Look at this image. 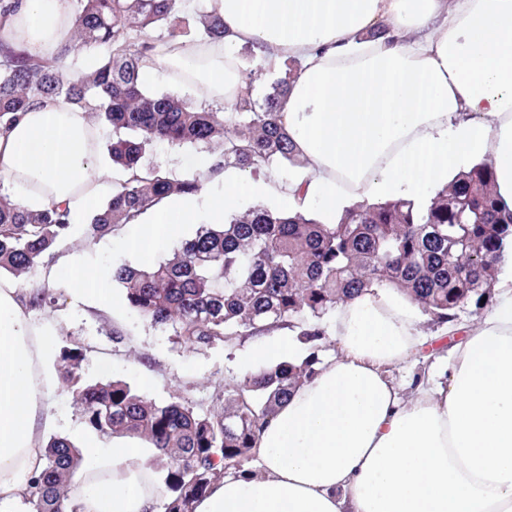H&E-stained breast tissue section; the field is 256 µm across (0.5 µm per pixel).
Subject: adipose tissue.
Wrapping results in <instances>:
<instances>
[{"label":"adipose tissue","mask_w":512,"mask_h":512,"mask_svg":"<svg viewBox=\"0 0 512 512\" xmlns=\"http://www.w3.org/2000/svg\"><path fill=\"white\" fill-rule=\"evenodd\" d=\"M0 40L45 60L73 43L70 0H11ZM224 20L214 41L171 39L144 58V78L171 93L230 103L244 92L236 45L257 64L301 61L280 109L307 174L288 184L226 170L221 202L196 192L165 198L143 220L139 263L177 244L206 212L224 221L239 195L291 211L323 201L418 199L468 156L491 165L512 210V0H208ZM388 38L370 39L376 26ZM100 129L62 97L0 129V185L24 208L66 206L72 223L112 183L98 162ZM494 301L411 399L388 366L422 345L417 305L369 288L338 306V353L260 426L254 471L226 472L193 512H512V243ZM25 290L0 279V507L22 503L44 463L46 386ZM151 445L120 435L70 476L62 512H163L147 464Z\"/></svg>","instance_id":"ef3b65f1"}]
</instances>
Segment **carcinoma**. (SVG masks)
Instances as JSON below:
<instances>
[{"label": "carcinoma", "mask_w": 512, "mask_h": 512, "mask_svg": "<svg viewBox=\"0 0 512 512\" xmlns=\"http://www.w3.org/2000/svg\"><path fill=\"white\" fill-rule=\"evenodd\" d=\"M70 59L93 47L110 48L85 71L55 65L0 44V124L53 96L88 109L112 126V162L122 168L112 198L85 228L92 241L134 223L172 194L199 190L197 179H179L144 164L158 141L196 145L215 167L261 173L274 163L299 165L296 148L279 122V110L299 65L272 84L260 102L250 91L222 113L169 92L143 87L140 62L155 49L149 31L180 36L175 0H76ZM201 36H224V21L201 16ZM73 225L60 206L29 211L0 192V275L21 277L67 238ZM512 242V211L500 204L494 173L484 161L459 171L427 204L393 198L354 203L326 224L304 216L255 207L222 224H203L164 259L112 269V283L127 305L153 325L170 327L196 350L232 336L296 332L309 345L301 363L281 360L240 382L214 386L216 408L196 411L180 400L155 401L120 380L85 382L79 369L87 348H64L61 378L87 427L101 437L126 435L147 441L151 465L164 471V512H193L194 502L240 468L252 452L261 421L288 400L322 363L316 341L321 322L336 307L372 285L409 296L429 320L443 325L461 306H483L491 296L505 245ZM26 306L56 302L54 286L28 284ZM83 457L67 438L46 445L35 476L33 512H60L63 488Z\"/></svg>", "instance_id": "obj_1"}]
</instances>
